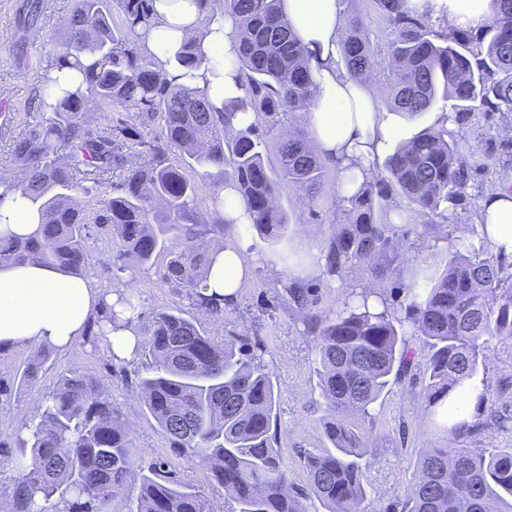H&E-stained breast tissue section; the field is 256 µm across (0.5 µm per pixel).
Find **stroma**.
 Instances as JSON below:
<instances>
[{"label": "stroma", "mask_w": 512, "mask_h": 512, "mask_svg": "<svg viewBox=\"0 0 512 512\" xmlns=\"http://www.w3.org/2000/svg\"><path fill=\"white\" fill-rule=\"evenodd\" d=\"M347 11L360 13L366 22L369 39L377 52V63L370 79L379 103H386L390 92L387 67L385 21L378 15L372 0H346ZM72 0H0V91L10 104V117L0 116V176L13 173L10 144L13 139L37 128L40 114L35 108L41 80L49 70L54 55L65 38V21ZM463 156L474 166V178L467 191L464 208L457 212L456 227L473 243L483 239L476 218L477 202L483 190L505 172H512V145L502 137L499 125H490L481 116L459 131ZM341 175L328 168L327 178L318 200V215L295 227L287 245L298 250L302 237L310 231L340 223L336 210V185ZM246 252L253 266L250 278L240 290L239 298L223 318L206 321L211 336L224 339L246 334L256 337L266 349L264 360L280 384L275 422L276 444L288 471L291 491L298 496L305 512H325L324 506L309 490L307 473L297 455L301 448H319L324 442V424L329 415L316 388L313 371L314 345L303 335L296 312L288 309L282 294L287 282L283 269L277 268L279 248L250 232ZM408 264L443 267L447 245L435 241L432 230L416 222L403 241ZM90 261L86 267L96 284L117 289L126 283L124 274L112 265V244L104 236L89 239ZM144 313L138 321L139 335L150 329L151 314L158 309H180L189 316L199 311L185 292L161 283L154 270L140 272L135 284ZM32 353L31 348L14 351L7 369H0V379L9 381L6 396L0 397V495L11 488L14 471V433L34 416L43 397L56 387L61 376L79 372L92 375L110 390L112 400L121 406L132 423L136 463L146 466L163 460L176 475L202 491L213 512H225L224 497L210 486L209 472L196 456L172 448L169 439L146 415L134 397L141 360L130 362L111 358L104 340L86 336L76 349L50 352L37 379L29 384H14ZM487 384L491 401L482 408L479 429L465 440L468 448H512V340L492 341L486 352ZM427 401L420 375L407 373L392 385L374 406L371 418L359 420L374 458L365 473L366 512H382L389 503L403 499L408 492L421 449L433 447L437 437L426 417Z\"/></svg>", "instance_id": "obj_1"}]
</instances>
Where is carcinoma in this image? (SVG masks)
Returning a JSON list of instances; mask_svg holds the SVG:
<instances>
[{"instance_id":"carcinoma-1","label":"carcinoma","mask_w":512,"mask_h":512,"mask_svg":"<svg viewBox=\"0 0 512 512\" xmlns=\"http://www.w3.org/2000/svg\"><path fill=\"white\" fill-rule=\"evenodd\" d=\"M153 2L74 0L52 68L76 71L82 82L45 74L41 122L13 141L19 175L0 184L37 209L40 228L27 237L0 236V264L31 261L80 275L96 229L117 243L116 269L133 275L155 266L159 281L217 314L222 309L204 294L210 249L253 229L282 242L291 224L279 204L281 189L301 190L311 215L325 184L326 166L304 128L273 135L283 115L313 104V67L278 0H203L209 20L231 15L242 32L234 65L243 95L218 111L205 90L190 84L211 64L193 38L175 53L170 73L139 50ZM373 2L388 28V111L412 118L442 99L446 120L460 128L477 112L490 119L512 112V0H488L489 20L475 31L436 29L433 9L413 0ZM342 55L357 79L375 67L358 13L347 16ZM112 107L127 118L93 120ZM238 112L254 113V123L235 128ZM472 173L455 132L443 124L400 142L356 190L336 186L342 221L322 242L325 276L343 284L349 269L365 265L371 279L404 293V316L373 288L348 289L329 316L315 311L314 288L295 278L286 287L287 303L315 346L317 388L332 416L326 444L299 450L310 491L326 512H364L372 452L346 414L369 416L390 383L415 367L422 370L430 426L448 445L419 454L409 493L386 512H512V451L455 446L475 426L451 421L445 408L464 382L486 384L488 344L512 339V263L504 247L494 261L448 239L446 224L463 205ZM205 181L232 185L252 223L202 219ZM395 199L411 210L392 219L385 203ZM411 217L441 228L436 238L449 249L441 271L406 263L396 221ZM161 257L166 262L158 267ZM410 336L419 337L420 349L409 345ZM138 347L146 359L137 383L143 411L173 447L202 458L212 490L228 495L230 512H304L272 445L279 388L258 344L248 336L218 341L172 309L153 312ZM48 354L35 351L23 380L37 379ZM133 441L124 411L101 382L62 376L16 435L8 512H71L80 500L93 512H109L132 476L137 496L128 512H209L206 496L164 463L136 465Z\"/></svg>"}]
</instances>
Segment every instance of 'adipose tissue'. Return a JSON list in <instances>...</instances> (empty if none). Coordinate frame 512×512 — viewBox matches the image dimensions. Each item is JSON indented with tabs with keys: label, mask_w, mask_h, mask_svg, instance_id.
Returning <instances> with one entry per match:
<instances>
[{
	"label": "adipose tissue",
	"mask_w": 512,
	"mask_h": 512,
	"mask_svg": "<svg viewBox=\"0 0 512 512\" xmlns=\"http://www.w3.org/2000/svg\"><path fill=\"white\" fill-rule=\"evenodd\" d=\"M280 10L309 55L317 92L313 106L299 114L313 150L342 175L365 178L384 158L390 141L402 134V119L381 110L370 83L352 77L344 67L341 43L345 33L341 0H280ZM154 27L142 38L143 50L167 62L184 38H195L213 61L194 80L214 103L243 94L242 78L226 66L237 54L241 31L233 18L207 22L198 0H154ZM478 213L494 246L512 252V192L502 188L481 198ZM40 227L35 209L19 194L0 195V235L28 236ZM246 242L219 251L208 280V295L236 297L252 273L245 259ZM117 291L96 288L88 275L36 264L0 266V361L10 352L32 345L59 352L78 347L92 322L107 310L117 327L107 351L115 359L133 360L138 333L136 313L124 310Z\"/></svg>",
	"instance_id": "adipose-tissue-1"
}]
</instances>
